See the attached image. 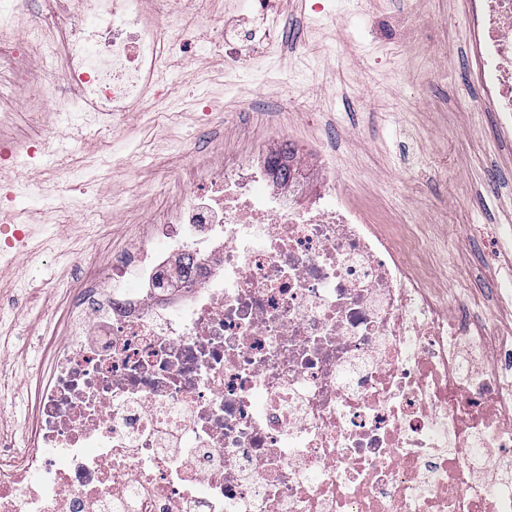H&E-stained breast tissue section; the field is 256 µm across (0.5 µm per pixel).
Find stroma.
Segmentation results:
<instances>
[{
    "instance_id": "obj_1",
    "label": "stroma",
    "mask_w": 512,
    "mask_h": 512,
    "mask_svg": "<svg viewBox=\"0 0 512 512\" xmlns=\"http://www.w3.org/2000/svg\"><path fill=\"white\" fill-rule=\"evenodd\" d=\"M302 49L286 45L271 64L234 80L208 52L217 26L245 27L240 0H210L186 20L196 61L167 73L165 96L118 122L113 135L78 145L59 133L51 154L18 162L27 235L0 259V430L31 415L37 370L61 341L81 280L75 254L105 269L139 242L151 218L174 207L201 163L228 150L274 151L284 143L324 144L336 177L355 199L393 223L424 231L426 270L449 298L462 282L512 284V144L497 140L481 112V85L467 83L473 58L470 0H280ZM443 66L427 81L424 58ZM224 114L203 127L201 105ZM109 156L113 166L98 165ZM75 186L60 210L45 194L61 169ZM106 209L89 223L87 205Z\"/></svg>"
}]
</instances>
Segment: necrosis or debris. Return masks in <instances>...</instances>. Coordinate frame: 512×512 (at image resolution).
Listing matches in <instances>:
<instances>
[{"mask_svg": "<svg viewBox=\"0 0 512 512\" xmlns=\"http://www.w3.org/2000/svg\"><path fill=\"white\" fill-rule=\"evenodd\" d=\"M203 2L0 0V99L112 133L190 68ZM244 4L211 43L233 75L279 49L277 0ZM471 26L512 129V0H476ZM307 159L225 156L106 275L82 270L26 444L0 441V512H512V337Z\"/></svg>", "mask_w": 512, "mask_h": 512, "instance_id": "1", "label": "necrosis or debris"}]
</instances>
